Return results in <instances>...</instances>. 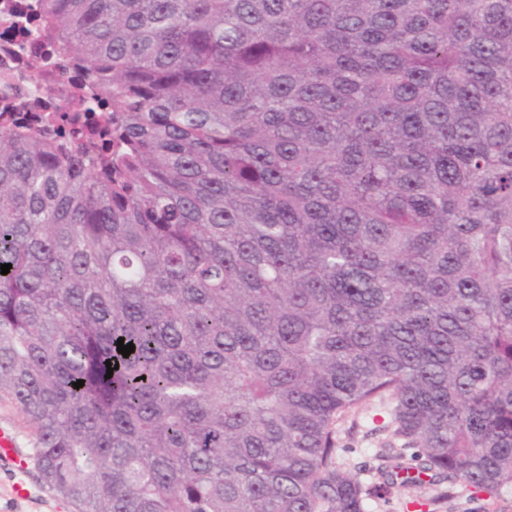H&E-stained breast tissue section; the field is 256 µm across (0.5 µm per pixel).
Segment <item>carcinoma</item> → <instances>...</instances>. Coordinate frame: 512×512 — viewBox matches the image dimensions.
<instances>
[{
  "instance_id": "1",
  "label": "carcinoma",
  "mask_w": 512,
  "mask_h": 512,
  "mask_svg": "<svg viewBox=\"0 0 512 512\" xmlns=\"http://www.w3.org/2000/svg\"><path fill=\"white\" fill-rule=\"evenodd\" d=\"M29 22L83 73L67 131L40 96L0 110V401L52 489L366 512L336 428L376 403L385 487L512 486V0H40Z\"/></svg>"
}]
</instances>
